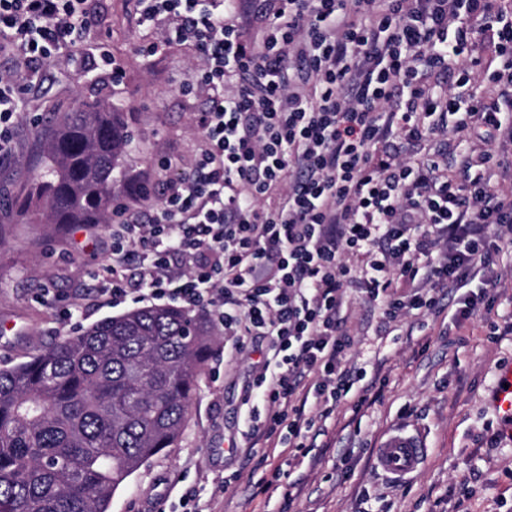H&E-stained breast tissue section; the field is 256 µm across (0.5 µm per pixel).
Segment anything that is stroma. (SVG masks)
Wrapping results in <instances>:
<instances>
[{"label": "stroma", "mask_w": 512, "mask_h": 512, "mask_svg": "<svg viewBox=\"0 0 512 512\" xmlns=\"http://www.w3.org/2000/svg\"><path fill=\"white\" fill-rule=\"evenodd\" d=\"M92 8L96 36L75 52L106 51L122 67L121 78L97 80L62 58L43 66L26 86L15 124L16 160L0 169V366L135 307L130 299L112 306L98 295L92 273L108 261V225L24 218L35 205L29 192L43 156L34 119L67 111L79 97L111 106L135 132L123 161L131 180L164 178L168 160L191 173L196 157L195 114L207 100L184 91L192 47L143 56L154 34L140 26L135 0H93ZM493 271L492 310L457 321L451 291L435 311L406 318L388 334L377 331L361 293L350 291L349 359L366 369V380L337 402L305 455L282 444L248 458L234 452L246 428L243 388L265 350L253 346L236 359L226 337L216 336L177 445L117 490L111 512H186L183 500L191 495L205 512H512V434L489 404L499 365L512 361V256ZM397 428L426 446L421 470L403 483L376 466L378 443ZM272 480L277 488L267 489Z\"/></svg>", "instance_id": "35a3bbf8"}]
</instances>
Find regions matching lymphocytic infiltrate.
<instances>
[{"label": "lymphocytic infiltrate", "instance_id": "lymphocytic-infiltrate-1", "mask_svg": "<svg viewBox=\"0 0 512 512\" xmlns=\"http://www.w3.org/2000/svg\"><path fill=\"white\" fill-rule=\"evenodd\" d=\"M90 0H0V165L22 73L83 42ZM155 55L189 44L207 106L192 175L127 186L105 301L167 300L268 353L246 449L319 420L366 375L350 365L349 289L384 323L460 289L466 319L512 248V0H136ZM487 89L465 98L475 76Z\"/></svg>", "mask_w": 512, "mask_h": 512}]
</instances>
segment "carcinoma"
Instances as JSON below:
<instances>
[{"label": "carcinoma", "mask_w": 512, "mask_h": 512, "mask_svg": "<svg viewBox=\"0 0 512 512\" xmlns=\"http://www.w3.org/2000/svg\"><path fill=\"white\" fill-rule=\"evenodd\" d=\"M129 141L122 113L99 102L58 113L35 175L48 223L109 218ZM211 345L203 314L147 306L1 368L0 512H109L177 443Z\"/></svg>", "instance_id": "obj_1"}]
</instances>
